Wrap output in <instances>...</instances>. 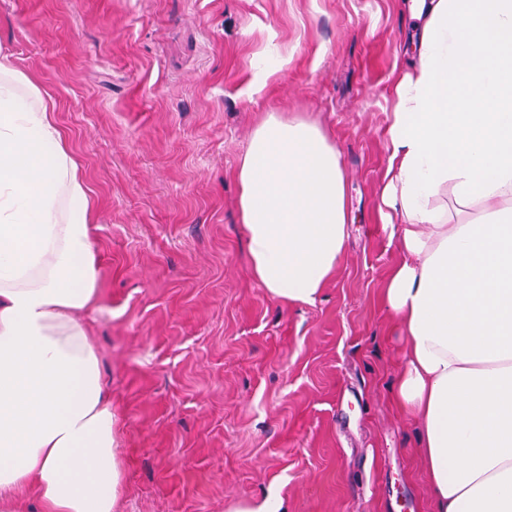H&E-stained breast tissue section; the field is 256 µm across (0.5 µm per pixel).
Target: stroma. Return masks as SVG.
<instances>
[{"label": "stroma", "instance_id": "obj_1", "mask_svg": "<svg viewBox=\"0 0 512 512\" xmlns=\"http://www.w3.org/2000/svg\"><path fill=\"white\" fill-rule=\"evenodd\" d=\"M408 35L401 0H0V51L95 193L113 512H432L378 211ZM271 112L318 126L344 172V254L310 304L253 277L239 216Z\"/></svg>", "mask_w": 512, "mask_h": 512}]
</instances>
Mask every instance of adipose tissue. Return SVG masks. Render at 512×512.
Wrapping results in <instances>:
<instances>
[{
  "instance_id": "1",
  "label": "adipose tissue",
  "mask_w": 512,
  "mask_h": 512,
  "mask_svg": "<svg viewBox=\"0 0 512 512\" xmlns=\"http://www.w3.org/2000/svg\"><path fill=\"white\" fill-rule=\"evenodd\" d=\"M403 10L413 63L381 194L402 252L386 288L407 339L397 393L422 422L433 512H512V0ZM24 81L0 56V499L30 488L41 512H112L91 191L53 101ZM235 176L253 276L314 302L345 247L338 150L271 112Z\"/></svg>"
}]
</instances>
